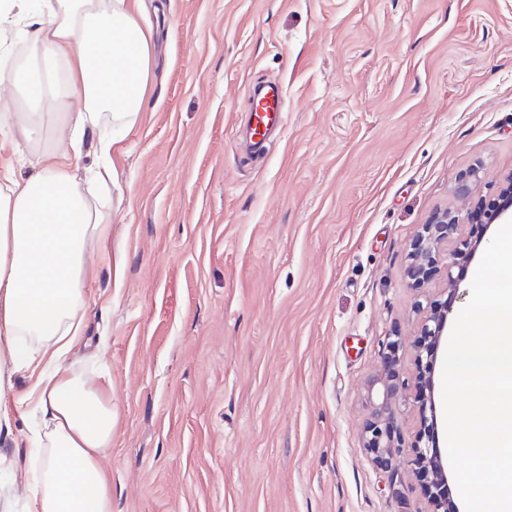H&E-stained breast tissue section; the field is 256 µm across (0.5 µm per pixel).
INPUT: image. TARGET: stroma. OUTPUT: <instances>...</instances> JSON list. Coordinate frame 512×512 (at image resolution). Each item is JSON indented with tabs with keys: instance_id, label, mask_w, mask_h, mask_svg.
Instances as JSON below:
<instances>
[{
	"instance_id": "obj_1",
	"label": "stroma",
	"mask_w": 512,
	"mask_h": 512,
	"mask_svg": "<svg viewBox=\"0 0 512 512\" xmlns=\"http://www.w3.org/2000/svg\"><path fill=\"white\" fill-rule=\"evenodd\" d=\"M144 24L152 86L69 360L112 393V512H428L418 307L453 279L461 311L478 264L417 288L408 253L512 178V0H144ZM260 84L285 112L256 151ZM394 335L396 495L362 436Z\"/></svg>"
}]
</instances>
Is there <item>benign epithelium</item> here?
I'll use <instances>...</instances> for the list:
<instances>
[{
	"instance_id": "benign-epithelium-1",
	"label": "benign epithelium",
	"mask_w": 512,
	"mask_h": 512,
	"mask_svg": "<svg viewBox=\"0 0 512 512\" xmlns=\"http://www.w3.org/2000/svg\"><path fill=\"white\" fill-rule=\"evenodd\" d=\"M481 178L476 171H470L459 178L455 194L468 198L480 188ZM468 219L492 224L498 219L512 220V179L500 188L496 199L492 200L481 212L468 215ZM460 226V217L448 211L437 213L432 220L418 230L409 252L407 277L416 287L423 286L436 270L441 257L447 258V266H453L456 261L475 249L469 242H460L455 249L448 246L455 242ZM453 298L441 306L431 305L421 324L420 340L416 351V366L418 369L415 384L419 387L431 384V379L423 370V357L433 358L437 354L441 336L447 324L448 314L452 308ZM400 341L390 340L387 352L383 355V371L380 377L372 380L368 388V397L373 403L372 419L363 430L364 448L369 454L370 461L376 467L385 470H395V460L399 447L395 445L393 431L392 405L405 388L401 380L398 355ZM432 436H418L412 448L411 465L424 479L428 480L430 512H456L454 506L448 504V496L441 492L447 482L444 464L437 449L423 442Z\"/></svg>"
}]
</instances>
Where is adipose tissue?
Returning <instances> with one entry per match:
<instances>
[{
	"instance_id": "obj_1",
	"label": "adipose tissue",
	"mask_w": 512,
	"mask_h": 512,
	"mask_svg": "<svg viewBox=\"0 0 512 512\" xmlns=\"http://www.w3.org/2000/svg\"><path fill=\"white\" fill-rule=\"evenodd\" d=\"M141 5L0 0V24L56 65L61 92L35 77L32 95L64 115L50 127L19 108L0 114V128L53 143L26 178L0 177V432L11 433L12 412L40 416L23 456L0 453V470L30 512H112V475L100 463L112 442V397L66 359L84 338L86 247L106 220L100 192L117 181L105 160L118 131L135 126L148 88L151 35L138 22ZM90 154L94 162L84 164ZM22 373L30 385L19 394Z\"/></svg>"
}]
</instances>
